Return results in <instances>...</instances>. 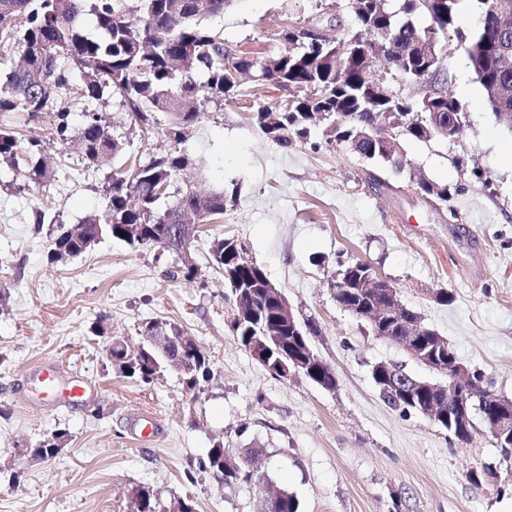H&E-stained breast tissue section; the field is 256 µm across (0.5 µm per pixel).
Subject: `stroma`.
Wrapping results in <instances>:
<instances>
[{
	"label": "stroma",
	"instance_id": "stroma-1",
	"mask_svg": "<svg viewBox=\"0 0 512 512\" xmlns=\"http://www.w3.org/2000/svg\"><path fill=\"white\" fill-rule=\"evenodd\" d=\"M292 21L355 26L348 0H234L208 24L234 52L261 61ZM443 69L466 125L453 138L402 142L400 173L344 146L282 150L252 121L255 93L278 101L254 79L242 80L238 96L208 104L181 145L189 164L178 185L232 191L236 200L223 223L200 227L191 281L169 279L175 254L112 238L51 260L57 225L101 208L113 166L85 168L77 140L57 143L53 112L19 121L22 138L42 140L52 175L36 185L26 165L0 164V512H128L139 486L166 504L191 499L196 512H260L272 488L294 493L299 512H512V469L500 468L494 484L466 477L497 455L489 429L477 424L462 445L425 415L387 405L375 364L428 372L334 294L342 265L367 264L482 374L484 388L512 399V126L486 105L465 48ZM81 81L73 71L59 91L73 125L100 113L134 163L168 148L164 125L143 134L117 98L79 96ZM373 172L382 185L370 184ZM413 173L447 186L448 200L423 198ZM223 236L244 241L312 324L309 339L336 376L334 391L300 374L272 376L238 344L230 290L210 265V245ZM442 292L449 303L438 302ZM155 319L180 325L209 355L196 391L172 368L146 384L113 365L110 339L137 347ZM45 360L60 366L63 382L85 381L80 401L44 397L33 368ZM58 431L66 445L56 457H21ZM219 442L263 449L264 481L227 488L199 471L198 459Z\"/></svg>",
	"mask_w": 512,
	"mask_h": 512
}]
</instances>
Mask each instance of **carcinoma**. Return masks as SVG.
Listing matches in <instances>:
<instances>
[{
    "label": "carcinoma",
    "mask_w": 512,
    "mask_h": 512,
    "mask_svg": "<svg viewBox=\"0 0 512 512\" xmlns=\"http://www.w3.org/2000/svg\"><path fill=\"white\" fill-rule=\"evenodd\" d=\"M232 0H0V39L15 40L22 48L23 64L0 73V159L10 164L24 161L30 167L33 182L46 180L48 169L44 146L39 139L24 141L17 137L14 119L40 116L54 100L56 92L67 86L70 72L62 68L66 60L84 69L80 87L85 98L99 99L104 91L120 99L144 134H149L163 114L168 118L166 136L171 148L154 155L144 164L125 166L112 172L106 188L104 209L73 227L58 226L51 239L53 259L74 257L86 250L89 239L111 236L135 249L166 247V225L181 223L190 212L199 224H216L233 197L222 191L199 194L174 187L187 162L179 145L183 130L201 116V100L221 101L238 93L235 74L259 66L224 45L223 33L202 23L207 17L224 14ZM372 16L354 13L356 31L333 37L317 50L285 28L275 36L280 49L272 56L277 64L274 82L282 87L311 85L308 96L270 105L256 100L254 120L260 132L280 148L287 150L304 142L313 131H322L325 142L345 144L358 155L387 164L394 171L401 168L399 149L368 137L377 114L399 124V139L428 142L441 130L460 131L466 112L448 90L445 77L437 84L435 107L426 108L423 98H405L395 94L390 99H376L369 94L373 86L372 69L367 57L375 56L377 37L374 29L386 36L384 46L394 56L406 58L397 71L406 81L419 85L427 78L425 61L412 55L413 45L428 33L444 39L456 37L468 43L469 67L483 92L499 83L512 88V70L500 69L497 61L503 37L512 38V12H490L493 0H473L474 23L460 27V0H430V5L416 6L418 0H400L393 11L388 0H372ZM94 17L102 36L85 33V15ZM206 81H197L199 73ZM67 107L58 109L53 132L59 143L70 139ZM77 137L86 167L99 165L106 158L120 159L125 142L109 131L96 112L84 113ZM416 190L426 199L448 201V186L424 177L416 181ZM211 265L224 277L228 287L238 284L258 287L264 268L248 257L246 245L232 237L216 238L211 243ZM253 310L257 315L251 327L234 332L239 344L249 348L251 337L277 325V307L257 296ZM154 362L130 352L112 350V361L126 377L153 381L168 362L183 357L177 340L150 349ZM194 371L184 376L193 390L209 374L205 351L190 357ZM66 436L57 432L40 441L37 454L44 460L58 454L56 440ZM234 457L239 467L224 473L220 484L226 486L251 482L259 471L257 462L263 449L244 451L219 443L198 462L200 469L214 472L220 461ZM134 512H166L155 492L141 486L130 501ZM294 494L275 493L272 512H298Z\"/></svg>",
    "instance_id": "cac0c4a2"
}]
</instances>
